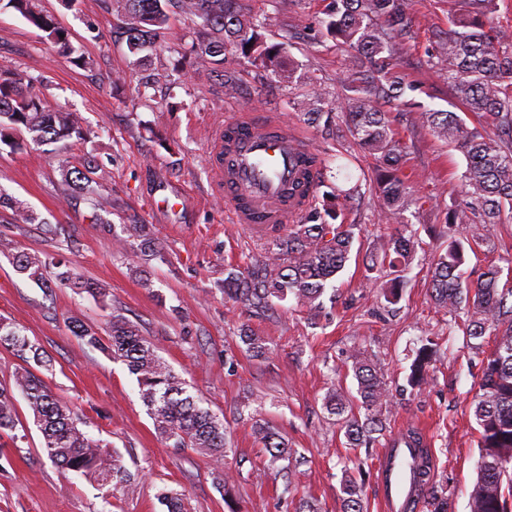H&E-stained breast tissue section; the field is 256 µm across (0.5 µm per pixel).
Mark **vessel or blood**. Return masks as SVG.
<instances>
[{"label": "vessel or blood", "mask_w": 512, "mask_h": 512, "mask_svg": "<svg viewBox=\"0 0 512 512\" xmlns=\"http://www.w3.org/2000/svg\"><path fill=\"white\" fill-rule=\"evenodd\" d=\"M215 193L221 194L234 223L259 232L291 224L308 208L319 171L309 163L312 148L275 119L241 113L225 120L214 145ZM380 470L384 512L404 507L412 487L409 449L386 448Z\"/></svg>", "instance_id": "b4317fda"}]
</instances>
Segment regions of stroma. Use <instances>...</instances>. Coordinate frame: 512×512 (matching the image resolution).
Returning a JSON list of instances; mask_svg holds the SVG:
<instances>
[{
	"mask_svg": "<svg viewBox=\"0 0 512 512\" xmlns=\"http://www.w3.org/2000/svg\"><path fill=\"white\" fill-rule=\"evenodd\" d=\"M329 3L240 0L253 19L275 18L268 40L284 43L295 75L284 81L230 51L227 65L238 76L233 92L193 52L197 35L180 14L171 15L150 56L140 62L127 50L125 26L111 0H39L79 50L82 59L75 62L19 13L0 10V67L33 79L45 110L78 113L95 132L86 141L48 146L29 140L16 149L0 144V193L27 203L42 219L38 225L0 220V239L47 258L63 256L84 275L107 282L112 292L102 304L86 293L44 288L17 275L8 255L0 253V319L39 342L50 363L40 372L47 386L73 409L90 437L121 456L131 476L115 489L56 467L43 453L42 434L20 396V423L14 435L0 436V512H167L158 499L165 489L183 493L188 512H229V473L240 512H342V478L359 457L367 460L363 512H379L382 445L368 453L347 448L335 417L324 408L335 387L355 388L348 357L356 349L389 378L393 408L387 431L421 430L452 512H469L479 458L472 408L479 365L463 331H449L447 315L434 308L427 276L429 259L448 246L447 237L427 227L440 223L466 162L402 107L387 106L392 129L409 146L403 173L424 202L405 214L422 247L403 272L406 288L397 311H385L362 262L365 252L398 230L383 219L371 179L374 160L303 122L291 104L313 80L325 89L327 107H335L342 93L351 52L324 34ZM464 8L465 0H413V36L403 61L421 85L416 100L432 110L451 109L453 100L447 82L429 68V53L449 19ZM240 112L282 117L318 154L344 155L337 186L361 187L358 203L344 210L346 223L355 227L350 258L326 290L321 312L309 313L290 300L270 310L247 308L217 288L225 270L244 269L267 242L231 223L223 200L211 192L209 156L217 127ZM88 154L110 173L102 190L110 206L97 217L86 202L63 201L61 167L80 166ZM160 185L179 197L178 208L158 209L153 193ZM45 223L52 234H43ZM134 224L151 225L168 245L164 258L143 271L132 262L139 246L129 235ZM491 265L512 267V222L491 227L465 269L474 281ZM115 315L137 325L189 392L223 419L222 461L161 437L127 366L71 332L73 320L102 331ZM248 329L266 341L265 357H253L242 343L240 333ZM428 338L439 351L429 383L414 390L406 377ZM264 423L292 448L287 469L270 467L256 441L254 428Z\"/></svg>",
	"mask_w": 512,
	"mask_h": 512,
	"instance_id": "stroma-1",
	"label": "stroma"
}]
</instances>
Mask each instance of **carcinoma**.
<instances>
[{"label": "carcinoma", "instance_id": "1", "mask_svg": "<svg viewBox=\"0 0 512 512\" xmlns=\"http://www.w3.org/2000/svg\"><path fill=\"white\" fill-rule=\"evenodd\" d=\"M126 25L127 48L137 56L153 47L157 36L178 12L198 30L195 51L221 72L224 86H236L235 72L224 68L225 51L232 46L241 57L284 80L293 79V71L283 44L269 43L266 21L245 17L236 0H114ZM468 12L450 22L448 32L436 41L430 65L448 79L458 95L457 110H422L415 120L433 136L459 149L466 159L460 176V189L454 204L446 208L444 223L478 224L487 229L503 223L512 215V34L497 28L492 16L499 0H469ZM10 8L46 33L47 38L65 56L76 48L69 34L55 18L39 9L36 0H0V9ZM328 36L351 49L356 64L344 79L346 94L336 102L341 115L338 137L350 140L375 160L374 182L389 222H400L403 211L412 203V182L402 175L407 146L386 118L383 105L398 101L412 104L406 92L417 86L401 70L406 37L412 27L410 0H331L327 13ZM326 97L322 89L312 87L304 103L302 118L311 123L321 117L330 120L333 113L322 111ZM472 112L482 120L479 127L466 125L462 114ZM25 130L33 142L41 145L63 139L85 140L89 132L70 112H47L32 83L8 69H0V143L19 146L12 132ZM62 182L69 190L85 196L94 208L103 210L101 190L105 172L92 156L81 167L61 170ZM319 179L313 186L314 205L288 225V233L269 242L266 255L255 260L247 273H228L224 293L240 303L257 309L272 308L273 301L293 299L315 312L322 308L320 298L327 285L345 266L354 238L353 225L330 224L340 215L337 188L324 189ZM0 210L11 211L16 224H34L37 214L23 202L0 194ZM131 236L142 240L143 249L134 253L138 264L160 258L166 244L155 238L146 224H134ZM485 234L474 231L448 242L445 252L433 256L430 267V297L435 306L450 316L448 330L463 326L469 348L480 358L481 377L472 405L479 426L480 457L478 475L469 491L470 512H512V276L491 267L480 279L464 278L466 252L476 253ZM419 239L400 232L369 257L366 270L388 276L381 290L390 305L401 299L399 268L414 260ZM14 270L28 279L48 286L88 293L107 303L109 288L75 271L62 258L47 261L25 251L11 253ZM57 268L49 275V267ZM465 318L463 323L457 319ZM88 347L120 361L136 376L141 399L155 429L177 448L221 457L226 447L224 423L200 400L191 395L167 362L158 354L138 327L123 317H112L107 338L83 324L73 327ZM491 348H486L488 339ZM0 346L7 347L25 362L46 365L38 343L22 330L0 321ZM433 349L424 345L416 352L407 377L413 389L422 388L429 379ZM356 392L338 388L324 402L329 414L343 432L347 445L360 448L372 444L385 428L392 407V393L385 373L361 353L352 355L351 365ZM14 386L26 398L34 422L40 427L44 451L52 463L64 469L89 475L103 484L115 486L128 481L129 473L121 458L102 448L78 426L72 409L33 372L16 373ZM19 423L15 398L8 388L0 389V431H14ZM256 438L276 463L289 459L288 448L272 428L262 425ZM408 446L416 449L413 468L416 482L427 489L430 512H448V496L436 489V479L428 445L423 435L410 429L405 433ZM344 512H363L361 487L357 479L347 477L342 485ZM161 499L167 512H187L184 498L166 491Z\"/></svg>", "mask_w": 512, "mask_h": 512}]
</instances>
